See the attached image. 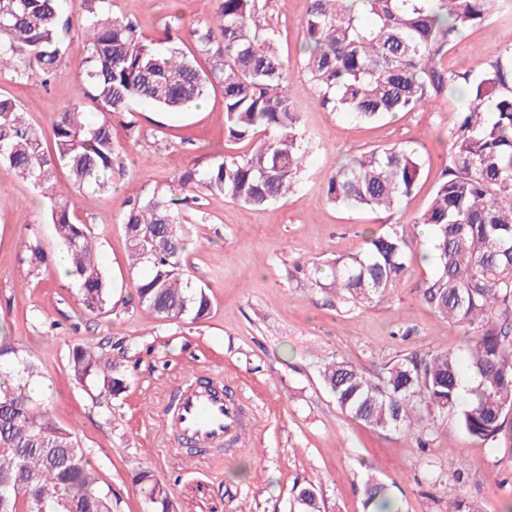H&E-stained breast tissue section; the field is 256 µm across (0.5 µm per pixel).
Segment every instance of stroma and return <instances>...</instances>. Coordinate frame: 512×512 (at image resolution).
I'll return each mask as SVG.
<instances>
[{
    "label": "stroma",
    "mask_w": 512,
    "mask_h": 512,
    "mask_svg": "<svg viewBox=\"0 0 512 512\" xmlns=\"http://www.w3.org/2000/svg\"><path fill=\"white\" fill-rule=\"evenodd\" d=\"M307 9L308 0H258L301 88L295 104L311 149L295 191L261 210L208 194L187 211L184 281L206 288V319L163 321L136 306L98 315L56 268L41 269L25 283L19 271L30 236L41 240L50 259L61 254L47 213L51 200L73 197L78 218L98 242L115 296L131 295L147 269L128 265L122 219L130 199L146 197L186 169L244 150L226 140L217 89L183 114L140 103L132 114H108L116 140L124 141L130 116L140 125L135 142L121 153L123 172L111 193L77 191L62 172L47 194L0 166V332L39 366L43 405L58 425L74 429L99 486L112 490V512H153L136 479L144 470L171 487L176 512H297L294 491L309 484L322 512H364L370 477L387 484L400 512H448L458 498L480 503L484 512H508L511 438L494 446L473 440L451 411L436 417L421 448L348 417L321 383L319 370L335 355L373 374L413 350L464 354V331L423 300L431 264L414 261L393 292L356 306L342 304L334 289L317 283L310 266L359 253L367 232L412 223L425 210L466 102L451 95L435 107L374 123L331 111L305 87L299 47ZM209 10V0H112L113 13L135 19L149 37L171 15L189 22ZM510 47L512 0L470 31L448 59L479 70ZM82 70L76 44L49 90L0 80V94L13 97L48 136L59 112L75 101ZM394 144L413 148L425 162L419 189L397 210H352L328 201L333 171ZM77 345L117 363L126 388L109 396L78 383L70 369ZM191 376L223 379L227 393L242 403L251 427L241 445L206 458L172 453L162 416L177 383Z\"/></svg>",
    "instance_id": "35a3bbf8"
}]
</instances>
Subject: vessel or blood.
<instances>
[{"mask_svg":"<svg viewBox=\"0 0 512 512\" xmlns=\"http://www.w3.org/2000/svg\"><path fill=\"white\" fill-rule=\"evenodd\" d=\"M165 425L198 447L219 448L240 440L247 421L243 409L227 400L219 385H202L188 378L166 415Z\"/></svg>","mask_w":512,"mask_h":512,"instance_id":"obj_1","label":"vessel or blood"}]
</instances>
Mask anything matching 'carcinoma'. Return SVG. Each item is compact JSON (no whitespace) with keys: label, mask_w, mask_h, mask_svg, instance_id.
Instances as JSON below:
<instances>
[{"label":"carcinoma","mask_w":512,"mask_h":512,"mask_svg":"<svg viewBox=\"0 0 512 512\" xmlns=\"http://www.w3.org/2000/svg\"><path fill=\"white\" fill-rule=\"evenodd\" d=\"M505 0H309L302 47L309 89L334 112L366 122L431 106L456 92L466 97L453 144L426 209L412 225L373 234L365 249L338 257L330 286L345 303H371L396 288L414 256V229L430 230L434 264L423 297L455 325H477L464 357L414 350L380 374L365 373L344 357L320 375L341 411L365 425L419 439L429 420L453 410L467 435L493 445L512 431V48L477 71L448 66V51L488 21ZM211 14L186 25L176 16L156 38L112 12V0H0V76L45 88L71 44L79 19L84 69L78 102L59 113L53 149L25 118L17 101L0 95V163L40 189L64 170L72 183L112 191L119 146L112 126L91 121L81 99L105 112L147 104L179 112L219 86L228 141L249 150L187 170L147 198L130 201L123 220L132 267L152 266L131 296L115 298L96 257V243L79 222L76 205L55 201L50 223L65 245L82 303L108 313L134 304L163 321L205 318L210 299L182 282L183 224L189 202L220 194L263 208L297 185L307 153L288 59L257 0H210ZM190 43L195 53L182 45ZM425 162L413 149L371 150L336 169L327 198L355 209L392 210L418 188ZM30 272L47 264L40 239L24 242ZM70 368L107 395L126 387L113 362L77 345ZM469 397L461 401L465 374ZM37 365L0 336V512H112V492L91 472L75 433L57 425L29 391ZM155 512H175L169 485L148 472L139 477ZM364 507L398 512L388 488L367 480ZM301 512H321L316 489L296 494Z\"/></svg>","instance_id":"1"}]
</instances>
